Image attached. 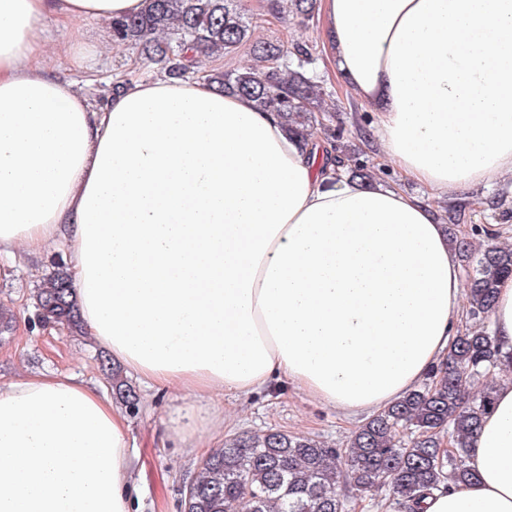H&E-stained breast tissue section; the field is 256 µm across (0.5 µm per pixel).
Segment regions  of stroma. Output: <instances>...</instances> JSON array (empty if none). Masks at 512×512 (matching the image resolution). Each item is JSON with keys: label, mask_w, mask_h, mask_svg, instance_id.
Instances as JSON below:
<instances>
[{"label": "stroma", "mask_w": 512, "mask_h": 512, "mask_svg": "<svg viewBox=\"0 0 512 512\" xmlns=\"http://www.w3.org/2000/svg\"><path fill=\"white\" fill-rule=\"evenodd\" d=\"M243 10L253 18L255 38L303 42L312 57L308 70L320 80L327 105L336 107L334 125L342 129V144L351 148V158L370 163L381 159L376 142L362 141L371 112L337 81L323 77L324 42L319 34L320 20L312 18L298 28L278 19L264 8L262 0H241ZM110 22L88 19L74 27L52 26L49 53L59 69H67L68 54L82 44L88 49L87 71L78 75L89 95H96L101 85L124 80L128 64L137 59L133 46L117 47L106 40ZM488 203L473 206L466 216L474 246L485 243V230H498L499 244L512 246V177L488 190ZM52 254L40 257L18 255L10 264L0 265V309L13 317V329L0 335V382H8L27 373L68 374L89 380L102 390L110 384L97 361L99 352L92 336H70L58 327L39 325L33 307V293L51 269ZM139 410L129 414L135 482L138 486L134 512H181V492L194 475L201 452L174 438L175 428L187 425V413L193 397L176 389L138 388ZM216 429L214 446L225 438L243 432H262L277 428L304 434L336 448L345 447L355 423L346 421L333 408L319 403L281 381L245 400L228 399L223 413L213 419Z\"/></svg>", "instance_id": "1"}]
</instances>
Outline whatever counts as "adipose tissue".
<instances>
[{
  "mask_svg": "<svg viewBox=\"0 0 512 512\" xmlns=\"http://www.w3.org/2000/svg\"><path fill=\"white\" fill-rule=\"evenodd\" d=\"M146 0H0V254L65 248L84 323L146 387L211 415L287 379L351 417L445 361L465 316L437 196L512 175V0H320L329 69L373 110L398 184L320 167L279 117L202 78L93 105L47 19ZM512 368V278L491 313ZM126 416L90 382L0 384V512H132ZM471 482L420 512H512V381L469 442Z\"/></svg>",
  "mask_w": 512,
  "mask_h": 512,
  "instance_id": "1",
  "label": "adipose tissue"
}]
</instances>
